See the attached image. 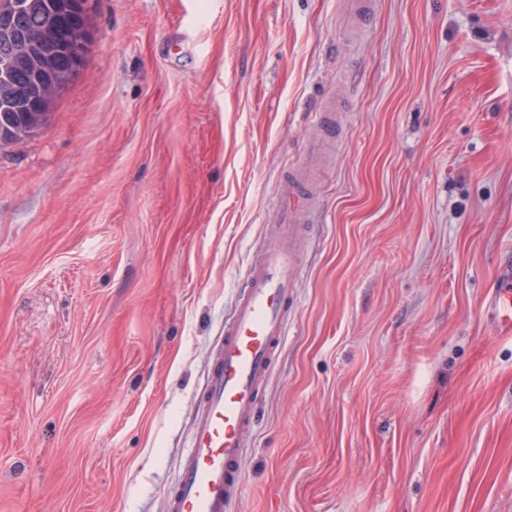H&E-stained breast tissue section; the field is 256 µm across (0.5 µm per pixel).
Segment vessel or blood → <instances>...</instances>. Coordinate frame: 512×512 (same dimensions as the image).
Returning a JSON list of instances; mask_svg holds the SVG:
<instances>
[{
  "label": "vessel or blood",
  "mask_w": 512,
  "mask_h": 512,
  "mask_svg": "<svg viewBox=\"0 0 512 512\" xmlns=\"http://www.w3.org/2000/svg\"><path fill=\"white\" fill-rule=\"evenodd\" d=\"M311 187L283 178L274 234L257 249L243 292L212 357L192 423L181 479L165 495V512H228L244 491L247 433L286 344L299 274L301 226L315 208ZM497 327L512 332V269L503 268L487 301Z\"/></svg>",
  "instance_id": "1"
}]
</instances>
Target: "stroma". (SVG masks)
I'll return each instance as SVG.
<instances>
[{"label":"stroma","instance_id":"obj_1","mask_svg":"<svg viewBox=\"0 0 512 512\" xmlns=\"http://www.w3.org/2000/svg\"><path fill=\"white\" fill-rule=\"evenodd\" d=\"M93 0L0 143V512H163L285 169L317 209L231 512H512V0ZM337 128L312 138L310 113ZM487 310L497 327L512 332V267L500 269L498 286L488 298Z\"/></svg>","mask_w":512,"mask_h":512}]
</instances>
